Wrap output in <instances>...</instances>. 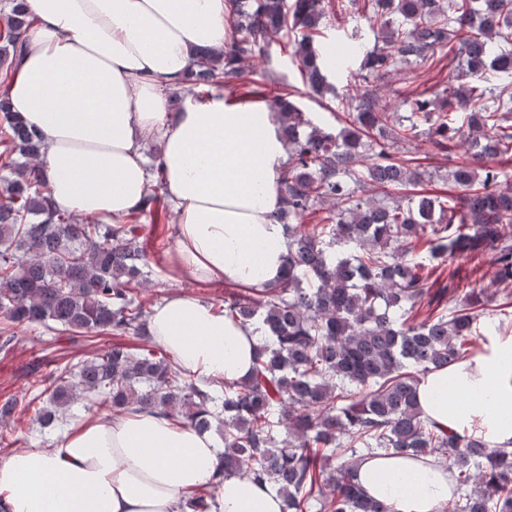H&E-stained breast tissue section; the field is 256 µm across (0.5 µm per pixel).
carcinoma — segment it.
<instances>
[{
  "mask_svg": "<svg viewBox=\"0 0 512 512\" xmlns=\"http://www.w3.org/2000/svg\"><path fill=\"white\" fill-rule=\"evenodd\" d=\"M224 2L231 36L223 51L193 59L188 83L247 85L242 65L286 28L305 84L327 86L313 40L332 0ZM6 6L1 88L32 25L24 0ZM364 9L381 21L360 64L368 75L424 67L444 49L457 72L448 87L405 99L404 114L373 89L343 94L337 133L313 124L274 80L231 98H262L280 117L288 156L278 220L288 253L275 284L224 297V317L256 323L264 336L250 377L224 385L219 398L154 349L121 341H150L139 224L159 209L161 164L150 165L145 206L118 224L57 211L38 166L44 143L0 94V342L23 324L116 337L78 369H60L54 407L35 396L22 413L45 428L85 396L117 415L156 411L200 433L216 423L218 476L279 486L283 512H309L313 501L320 512H390L356 482L365 451L434 455L452 471L457 512H512V451L422 418L416 400L422 376L469 355L480 328L496 323L481 322L483 288L465 289L451 308L431 294L443 275L454 278V259L489 258L502 294L496 311L512 314V0H364ZM422 136L448 160L446 173L398 155ZM434 177L450 192L416 190Z\"/></svg>",
  "mask_w": 512,
  "mask_h": 512,
  "instance_id": "cac0c4a2",
  "label": "carcinoma"
}]
</instances>
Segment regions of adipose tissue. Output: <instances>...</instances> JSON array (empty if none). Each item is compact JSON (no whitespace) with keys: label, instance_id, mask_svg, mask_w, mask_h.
Instances as JSON below:
<instances>
[{"label":"adipose tissue","instance_id":"1","mask_svg":"<svg viewBox=\"0 0 512 512\" xmlns=\"http://www.w3.org/2000/svg\"><path fill=\"white\" fill-rule=\"evenodd\" d=\"M28 45L7 87L12 111L44 140L55 209L115 223L145 203V144L157 143L163 193L176 221L175 277L263 287L288 251L277 173L287 156L276 113L227 102L223 90L167 109L195 52L223 49L224 0H26ZM148 332L199 381L239 382L262 333L210 302L173 295L151 309ZM423 418L491 446L512 445V329L428 373ZM216 442L151 413H102L71 424L48 448L0 460V512H182L210 490L209 512H283L277 486L218 479ZM367 494L392 512H442L457 498L448 468L401 455L357 464Z\"/></svg>","mask_w":512,"mask_h":512}]
</instances>
